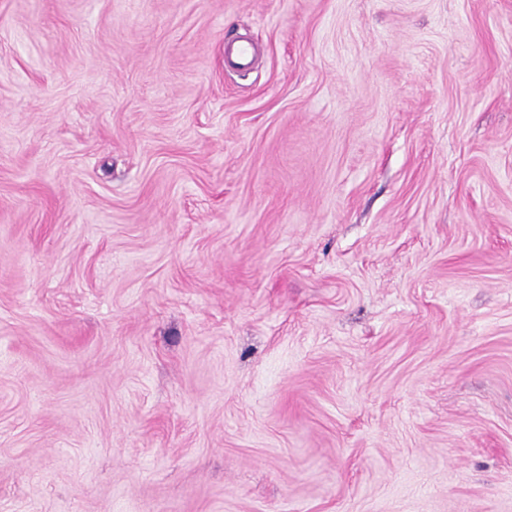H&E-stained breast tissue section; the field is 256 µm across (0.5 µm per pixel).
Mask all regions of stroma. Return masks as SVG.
I'll list each match as a JSON object with an SVG mask.
<instances>
[{"instance_id": "35a3bbf8", "label": "stroma", "mask_w": 512, "mask_h": 512, "mask_svg": "<svg viewBox=\"0 0 512 512\" xmlns=\"http://www.w3.org/2000/svg\"><path fill=\"white\" fill-rule=\"evenodd\" d=\"M0 512H512V0H0Z\"/></svg>"}]
</instances>
